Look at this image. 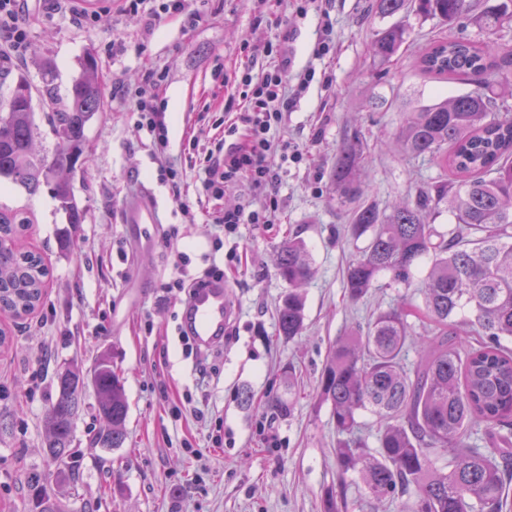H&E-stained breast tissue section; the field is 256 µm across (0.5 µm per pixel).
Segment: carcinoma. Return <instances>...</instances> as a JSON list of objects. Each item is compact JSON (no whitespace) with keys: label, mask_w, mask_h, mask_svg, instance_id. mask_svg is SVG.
Instances as JSON below:
<instances>
[{"label":"carcinoma","mask_w":512,"mask_h":512,"mask_svg":"<svg viewBox=\"0 0 512 512\" xmlns=\"http://www.w3.org/2000/svg\"><path fill=\"white\" fill-rule=\"evenodd\" d=\"M376 9L401 16L375 34L378 62L397 54L406 41L404 18L415 10L453 25L451 35L418 50L420 71L476 89L409 113L398 132L404 151L436 162L442 174L388 212L365 203L353 211L350 234L366 244L346 269L351 302L367 297L384 273L408 284L422 265L427 272L422 304L378 313L338 339L325 364L319 389L336 426L339 474L357 476L377 507L406 495L410 512H506L512 484V50L492 36L512 22V0L481 10L477 0H376ZM470 26L491 39L472 41L463 34ZM15 87L28 94L0 106V179L30 193L48 187L76 227L86 212L75 198L73 172L85 126L105 106L96 61L84 59L67 103L48 88L40 93L56 137L50 153L34 147L32 86L20 78ZM364 149L354 139L336 157L333 180L348 201L364 194ZM448 170L456 179L448 180ZM443 206L455 219L446 231L429 222ZM31 224L27 212L0 206V314L21 317L42 301L50 268L40 253L20 245ZM276 267L292 287L279 306L278 332L293 340L305 328L304 298L295 289L314 274L304 241L295 236L282 243ZM412 318L428 322L425 335L413 337ZM413 338L422 351L408 367L404 354ZM295 379L290 366L286 395L275 403L282 415L294 410ZM89 385L106 422L91 446L111 450L125 442L129 405L111 361L101 358L89 369L63 365L45 416V468L27 476L32 512H57L53 486L73 483L79 474L70 445ZM363 413L379 424L373 448L358 435Z\"/></svg>","instance_id":"cac0c4a2"}]
</instances>
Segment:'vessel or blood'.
Segmentation results:
<instances>
[{"instance_id":"1","label":"vessel or blood","mask_w":512,"mask_h":512,"mask_svg":"<svg viewBox=\"0 0 512 512\" xmlns=\"http://www.w3.org/2000/svg\"><path fill=\"white\" fill-rule=\"evenodd\" d=\"M162 221V209L149 189L125 203L122 222L128 233L144 240L148 228ZM189 326L196 342L211 346L222 334L230 316V286L215 282L199 289L188 302Z\"/></svg>"}]
</instances>
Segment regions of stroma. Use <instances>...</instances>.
<instances>
[{
  "label": "stroma",
  "instance_id": "1",
  "mask_svg": "<svg viewBox=\"0 0 512 512\" xmlns=\"http://www.w3.org/2000/svg\"><path fill=\"white\" fill-rule=\"evenodd\" d=\"M372 3L326 0L333 48L319 58L318 15L297 16L286 0L263 6L257 0H201L196 26L178 17L152 32L126 10L125 0H91L103 11L97 20L74 13L67 0H29L36 21L26 30L28 52L22 59L0 55V101L20 77L42 88L47 65L54 72L52 94L67 101L90 55L107 103L86 126L74 178L76 199L87 213L76 248L59 243L67 224L48 188L30 195L0 184V205L34 219L22 247L40 252L50 267L38 310L19 319L0 317L9 336L0 348V414L13 422L0 431V512H28L25 477L44 467L43 420L56 395V372L67 362L91 366L104 354L124 382L127 439L109 453L90 448L101 421L95 393L86 390L72 442L79 479L58 491L65 512H324L330 495L347 512H370L361 483L339 481L336 428L330 405L319 396L320 377L341 336L418 291L383 275L366 299H347L344 271L360 243L348 231L354 205L340 199L331 172L343 143L357 136L367 146L365 200L383 207L414 197L440 169L395 148L394 135L407 112L470 89L416 69L417 48L442 28L428 15L410 14L406 42L393 61L374 62L370 44L391 20L376 14ZM259 9L265 20L257 28ZM286 55L293 73L312 67L318 74L280 129L303 158L280 172L277 222L239 227L245 259L228 277L234 312L223 345L188 358L181 306L164 288L173 252L183 251L192 276L202 275L215 234L211 213L239 203L248 191L243 181L221 200H196L189 143L204 146L218 136L221 80L237 82L247 69L260 75ZM218 62L224 66L219 78L213 71ZM151 71L168 75L160 89L166 152L183 172L180 193L195 200L191 223L157 175L150 140L114 100L117 91H135ZM145 187L163 210L146 247L122 223L125 200ZM290 235L306 241L315 269L302 289L306 329L298 341L277 331V307L288 285L277 273L276 254ZM290 365L301 377V392L292 415L282 417L271 404L283 393L282 374Z\"/></svg>",
  "mask_w": 512,
  "mask_h": 512
}]
</instances>
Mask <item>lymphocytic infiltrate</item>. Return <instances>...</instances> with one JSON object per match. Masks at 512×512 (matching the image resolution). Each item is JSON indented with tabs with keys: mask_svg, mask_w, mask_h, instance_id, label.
I'll use <instances>...</instances> for the list:
<instances>
[{
	"mask_svg": "<svg viewBox=\"0 0 512 512\" xmlns=\"http://www.w3.org/2000/svg\"><path fill=\"white\" fill-rule=\"evenodd\" d=\"M25 0H0V33L8 36L7 46L11 55L24 53L25 30L34 20L24 10ZM131 12L139 14L146 30L174 16L184 17L188 26H195L202 17L199 9L191 7L189 0H162L156 7L148 0H129ZM290 59H283L282 66L260 76L244 73L240 82L225 93L223 115L218 123L225 136L234 138L233 147L217 143L208 150L205 163L198 175L200 195L218 198L239 180H247L252 189L263 196L264 205L239 204L224 209L212 218L219 233L234 234L242 224H268L277 209L275 198L279 170L290 161H299L303 153L298 145L280 134L285 112L291 111L303 91L313 82L315 69L300 74L296 85H288L285 70ZM163 76H149L144 87L131 96H122L121 103L135 118L139 130L151 138L157 151L154 161L164 181L172 189H179L181 177L178 170L167 162L163 153L168 144L165 110L159 104V88Z\"/></svg>",
	"mask_w": 512,
	"mask_h": 512,
	"instance_id": "obj_1",
	"label": "lymphocytic infiltrate"
}]
</instances>
